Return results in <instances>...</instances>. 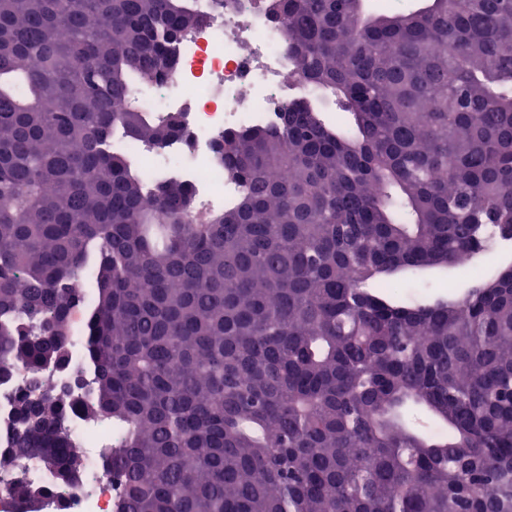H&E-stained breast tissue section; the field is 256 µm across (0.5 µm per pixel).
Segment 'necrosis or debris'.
I'll return each instance as SVG.
<instances>
[{"label":"necrosis or debris","instance_id":"4bbe7bcc","mask_svg":"<svg viewBox=\"0 0 512 512\" xmlns=\"http://www.w3.org/2000/svg\"><path fill=\"white\" fill-rule=\"evenodd\" d=\"M199 4L207 21L176 44L172 77L137 95L155 118L181 114L180 135L160 148L130 140L114 146L132 154L147 177L174 176L191 184L196 211L211 214L241 193L215 157L224 132L278 123L280 108L301 89L285 33L260 0H224L220 8L212 0ZM67 430L84 463L83 486L57 487L36 460L19 470L0 469V512H20L11 488L21 479L41 490L39 512H112L116 489L101 459L106 431L89 427L78 414L70 416Z\"/></svg>","mask_w":512,"mask_h":512}]
</instances>
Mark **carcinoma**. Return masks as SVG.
<instances>
[{"mask_svg": "<svg viewBox=\"0 0 512 512\" xmlns=\"http://www.w3.org/2000/svg\"><path fill=\"white\" fill-rule=\"evenodd\" d=\"M267 7L314 93L224 133L242 193L200 221L112 148L181 132L135 91L198 0H0V378L29 374L0 467L81 486L77 408L112 435L115 512H512V265L474 266L512 242V0ZM467 265L463 290L398 291ZM79 308L77 398L41 372Z\"/></svg>", "mask_w": 512, "mask_h": 512, "instance_id": "obj_1", "label": "carcinoma"}]
</instances>
